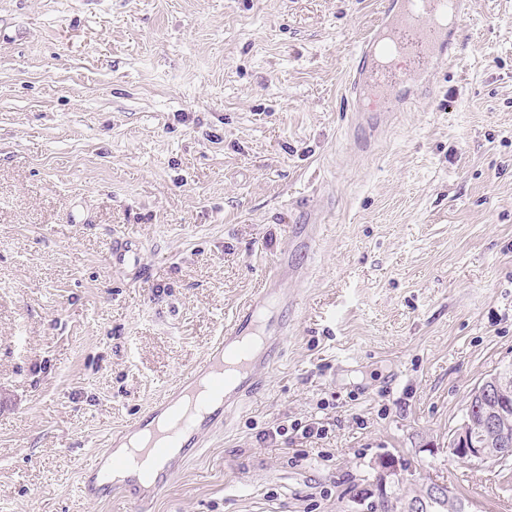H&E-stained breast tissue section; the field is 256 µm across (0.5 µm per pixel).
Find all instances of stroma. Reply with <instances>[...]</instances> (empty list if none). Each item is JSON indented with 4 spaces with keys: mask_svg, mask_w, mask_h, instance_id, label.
<instances>
[{
    "mask_svg": "<svg viewBox=\"0 0 512 512\" xmlns=\"http://www.w3.org/2000/svg\"><path fill=\"white\" fill-rule=\"evenodd\" d=\"M379 8L0 0V512H125L83 466L276 260L283 354L152 512H351L386 455L512 507V464L448 451L512 364V0H471L456 67L371 134L343 94ZM511 372V377L508 375L500 374L499 372L491 375L487 379H485L482 384L478 385L477 388L474 389V395L481 396L483 394H487L489 391H495L498 394H511L512 390V367H507Z\"/></svg>",
    "mask_w": 512,
    "mask_h": 512,
    "instance_id": "35a3bbf8",
    "label": "stroma"
}]
</instances>
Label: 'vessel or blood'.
<instances>
[{
  "label": "vessel or blood",
  "mask_w": 512,
  "mask_h": 512,
  "mask_svg": "<svg viewBox=\"0 0 512 512\" xmlns=\"http://www.w3.org/2000/svg\"><path fill=\"white\" fill-rule=\"evenodd\" d=\"M468 15V0H383L349 71L348 111L360 113L372 129L410 97L427 96V89H413V75L432 68L444 71L457 62L448 36L462 28ZM280 303L270 292H257L164 401L137 417L131 430L142 434V452L154 462L151 470L131 472L123 458L96 455L81 472V498L96 501L118 491L131 512H149L189 453H200L205 436L222 430L228 410L260 388L262 371L279 356L287 318L276 321L273 335L264 337L262 355H254L253 343L265 311Z\"/></svg>",
  "instance_id": "b4317fda"
}]
</instances>
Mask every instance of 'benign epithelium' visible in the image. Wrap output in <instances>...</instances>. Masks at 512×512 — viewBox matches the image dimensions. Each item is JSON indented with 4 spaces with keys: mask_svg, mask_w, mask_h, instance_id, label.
I'll list each match as a JSON object with an SVG mask.
<instances>
[{
    "mask_svg": "<svg viewBox=\"0 0 512 512\" xmlns=\"http://www.w3.org/2000/svg\"><path fill=\"white\" fill-rule=\"evenodd\" d=\"M490 391L504 395L511 393L512 377L497 372L478 385L474 389V394L480 396ZM505 414L506 411L497 407L489 411L478 422L469 419L462 421L454 431L449 445L450 453L461 460L478 463L493 461L497 464H503L511 461L512 430L509 429ZM489 430L497 432L501 437L502 449L493 458L489 457L486 449L478 444L479 435ZM372 470V478L367 480L365 486L353 495V503L359 505L369 498L376 501L385 493L387 487L400 485L407 478L406 472L402 471L399 464L396 463V457L390 455L380 457L374 461ZM429 487L431 494L438 498H446L450 501L458 499L457 494L447 483L434 477L431 478Z\"/></svg>",
    "mask_w": 512,
    "mask_h": 512,
    "instance_id": "7a95c632",
    "label": "benign epithelium"
}]
</instances>
